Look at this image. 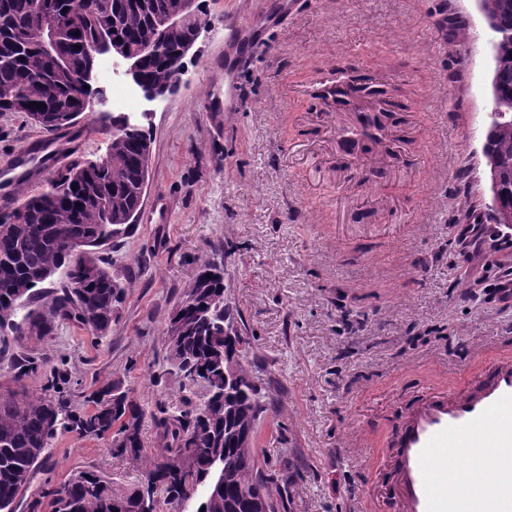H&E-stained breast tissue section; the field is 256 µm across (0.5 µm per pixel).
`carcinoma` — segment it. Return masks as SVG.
Returning <instances> with one entry per match:
<instances>
[{"instance_id": "1", "label": "carcinoma", "mask_w": 512, "mask_h": 512, "mask_svg": "<svg viewBox=\"0 0 512 512\" xmlns=\"http://www.w3.org/2000/svg\"><path fill=\"white\" fill-rule=\"evenodd\" d=\"M176 0H0V112L24 114L48 132L70 128L85 112L73 94L75 74L89 69L92 48L117 41L133 56L146 84L173 82L170 57L188 38L190 27L164 29L158 20ZM491 29L493 101L483 149L490 171L492 203L504 228L512 220V0H479ZM83 11L85 24L60 35V52L47 54L38 40L41 15ZM151 51H145L147 41ZM385 94L384 86L350 77L327 89L338 106L354 98ZM151 137L142 125L112 118L108 162L74 165L56 174L50 188L21 197L18 206L0 211V319L26 310L18 334L44 338L58 320L105 334L130 284H120L101 264L97 250L115 240L112 227L129 226L137 215L151 154ZM76 238L73 252L63 238ZM67 284L60 294L40 290L59 269ZM169 323L183 332L169 351V367L190 390L197 383L187 372L205 373L206 385L193 410L161 409L154 421L160 444L147 467L154 496L168 503L200 498L205 512H280L290 480V462L279 448L258 460L252 440L268 409L248 359L250 337L239 325L224 284V271L204 261L172 312ZM115 393L118 403L94 400L91 412L77 415L63 397L44 393H0V512H15L50 442L61 428L81 436L115 430L117 455H140V426L145 410L116 384L99 393ZM138 487L116 489L93 471H81L53 492L52 512H139Z\"/></svg>"}]
</instances>
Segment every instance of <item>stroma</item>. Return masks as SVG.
I'll return each instance as SVG.
<instances>
[{
  "label": "stroma",
  "mask_w": 512,
  "mask_h": 512,
  "mask_svg": "<svg viewBox=\"0 0 512 512\" xmlns=\"http://www.w3.org/2000/svg\"><path fill=\"white\" fill-rule=\"evenodd\" d=\"M203 8L177 90L143 122L151 164L135 227L99 253L132 283L108 333L60 321L51 336L19 338L0 327V392L45 391L83 413L118 384L146 412L142 454H113L109 433L58 432L15 512H52L53 491L81 471L118 488L143 480L154 414L197 402L169 371L164 330L205 259L223 264L255 338L270 405L253 448L288 452L283 512H383L384 441L401 414L512 354V303L494 295L512 239L488 216L492 32L477 0ZM349 65L407 106L366 151L340 150L360 115L323 96ZM111 128L103 107L84 113L54 171L97 160ZM52 138L21 113L0 114V169ZM465 224L485 225L480 251L461 239Z\"/></svg>",
  "instance_id": "obj_1"
}]
</instances>
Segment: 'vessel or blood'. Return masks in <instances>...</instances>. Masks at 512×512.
Listing matches in <instances>:
<instances>
[{
  "instance_id": "1",
  "label": "vessel or blood",
  "mask_w": 512,
  "mask_h": 512,
  "mask_svg": "<svg viewBox=\"0 0 512 512\" xmlns=\"http://www.w3.org/2000/svg\"><path fill=\"white\" fill-rule=\"evenodd\" d=\"M58 149L0 171V198H12L33 174L46 173ZM396 466L395 512H512V363H498L464 391H427L402 418L387 444ZM494 451V478L460 492L452 487L448 453Z\"/></svg>"
}]
</instances>
